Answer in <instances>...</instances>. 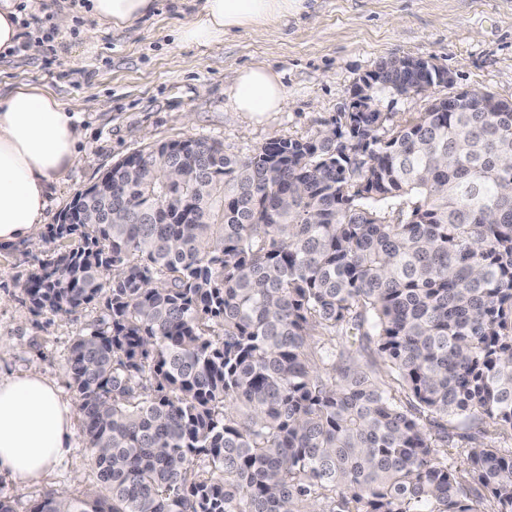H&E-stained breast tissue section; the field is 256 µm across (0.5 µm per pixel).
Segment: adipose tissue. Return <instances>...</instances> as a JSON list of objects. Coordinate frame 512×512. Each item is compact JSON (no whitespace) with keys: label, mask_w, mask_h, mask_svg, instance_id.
I'll return each mask as SVG.
<instances>
[{"label":"adipose tissue","mask_w":512,"mask_h":512,"mask_svg":"<svg viewBox=\"0 0 512 512\" xmlns=\"http://www.w3.org/2000/svg\"><path fill=\"white\" fill-rule=\"evenodd\" d=\"M308 0H200L173 30L177 45L206 49L238 32L257 31L307 12ZM156 0H88L96 25L125 30L146 17ZM21 0H0V54L24 43ZM234 112H278L286 100L280 73L263 63L242 66L229 91ZM81 115L34 86L0 96V250L38 239L52 188L77 160ZM76 432L74 408L57 383L35 371L0 372V475L15 486L39 482L65 458Z\"/></svg>","instance_id":"obj_1"}]
</instances>
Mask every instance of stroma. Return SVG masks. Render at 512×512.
Masks as SVG:
<instances>
[{"label":"stroma","instance_id":"35a3bbf8","mask_svg":"<svg viewBox=\"0 0 512 512\" xmlns=\"http://www.w3.org/2000/svg\"><path fill=\"white\" fill-rule=\"evenodd\" d=\"M60 0H35L25 27L41 50L0 56V90L19 84L45 88L82 113L79 156L53 189L46 223L123 157L147 144L203 137L226 154L245 156L275 139L307 138L347 111L352 90L382 61L421 56L448 70L452 86L428 94L372 90L375 108L398 122L425 111L448 90H481L512 101V0H313L311 13L264 32L243 31L208 49L179 47L169 32L182 14L175 0H158L136 26L101 29L75 14L71 28L53 19ZM266 63L287 90L281 111H229L226 91L238 69ZM45 257L40 244L0 251V370L36 369L76 394L65 367L73 341L98 324L100 306L74 315L32 313L22 284ZM91 453L76 434L69 455L44 480L17 488L0 479V494L13 497L17 512L55 491L79 494L96 488Z\"/></svg>","mask_w":512,"mask_h":512}]
</instances>
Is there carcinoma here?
<instances>
[{
  "instance_id": "1",
  "label": "carcinoma",
  "mask_w": 512,
  "mask_h": 512,
  "mask_svg": "<svg viewBox=\"0 0 512 512\" xmlns=\"http://www.w3.org/2000/svg\"><path fill=\"white\" fill-rule=\"evenodd\" d=\"M505 104L339 112L246 157L160 142L79 192L23 288L104 310L65 367L109 494L27 512H512Z\"/></svg>"
}]
</instances>
